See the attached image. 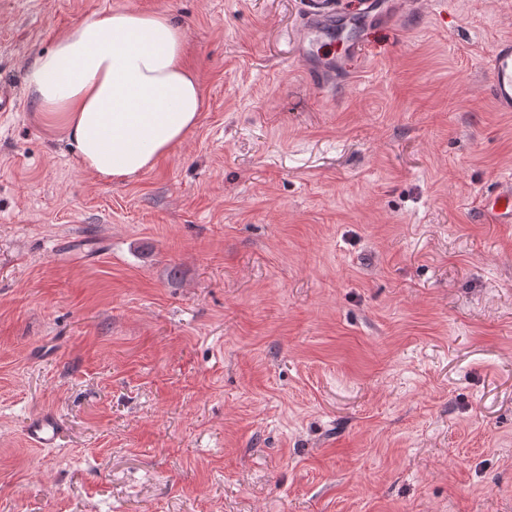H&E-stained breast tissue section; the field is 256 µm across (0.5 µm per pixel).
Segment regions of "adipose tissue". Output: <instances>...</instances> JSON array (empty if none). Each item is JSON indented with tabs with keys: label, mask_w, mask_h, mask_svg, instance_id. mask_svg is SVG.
Returning a JSON list of instances; mask_svg holds the SVG:
<instances>
[{
	"label": "adipose tissue",
	"mask_w": 512,
	"mask_h": 512,
	"mask_svg": "<svg viewBox=\"0 0 512 512\" xmlns=\"http://www.w3.org/2000/svg\"><path fill=\"white\" fill-rule=\"evenodd\" d=\"M185 36L164 12L107 10L60 34L26 70L40 111L60 112L83 169L123 180L170 153L197 125L201 87Z\"/></svg>",
	"instance_id": "1"
}]
</instances>
